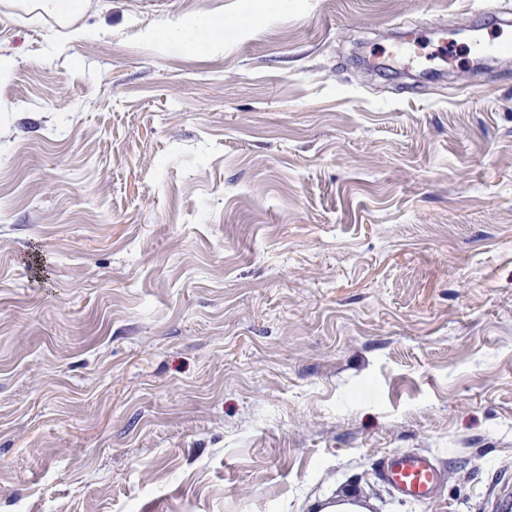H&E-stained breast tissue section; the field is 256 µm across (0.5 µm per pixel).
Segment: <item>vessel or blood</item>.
<instances>
[{
    "label": "vessel or blood",
    "instance_id": "b4317fda",
    "mask_svg": "<svg viewBox=\"0 0 512 512\" xmlns=\"http://www.w3.org/2000/svg\"><path fill=\"white\" fill-rule=\"evenodd\" d=\"M378 475L405 499L424 500L435 495L446 480L438 460L421 451L393 452L383 457Z\"/></svg>",
    "mask_w": 512,
    "mask_h": 512
}]
</instances>
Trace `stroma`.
Returning a JSON list of instances; mask_svg holds the SVG:
<instances>
[{
  "label": "stroma",
  "instance_id": "stroma-1",
  "mask_svg": "<svg viewBox=\"0 0 512 512\" xmlns=\"http://www.w3.org/2000/svg\"><path fill=\"white\" fill-rule=\"evenodd\" d=\"M100 3L0 0V512H504L512 0ZM16 6H32L33 10L48 14L57 19L70 18L81 14L90 5L89 0H32L14 1ZM190 22H198L203 23L204 27L202 28V40L197 43V45H205L210 46L215 44L218 39L216 36L223 31L224 22L219 19H214L211 17H207V19H197L193 21H189L186 23H182L175 28L168 29L166 32L158 33L157 39L163 46L176 45L177 37L179 33L186 27V25ZM378 475L404 499L424 500L435 495L446 480L438 460L421 451L392 452L383 457Z\"/></svg>",
  "mask_w": 512,
  "mask_h": 512
}]
</instances>
